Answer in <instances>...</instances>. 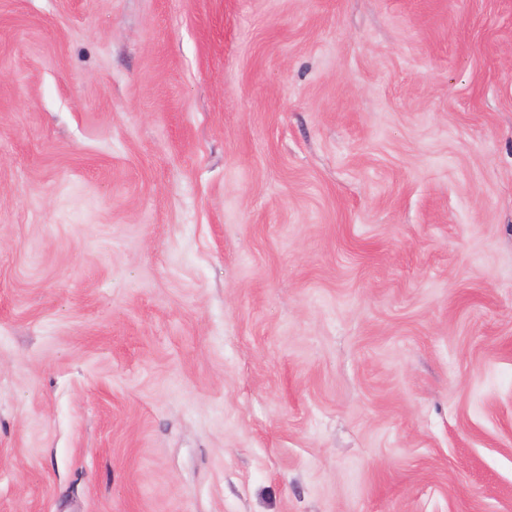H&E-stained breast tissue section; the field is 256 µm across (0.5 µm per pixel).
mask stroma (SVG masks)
<instances>
[{"label":"stroma","instance_id":"35a3bbf8","mask_svg":"<svg viewBox=\"0 0 512 512\" xmlns=\"http://www.w3.org/2000/svg\"><path fill=\"white\" fill-rule=\"evenodd\" d=\"M0 512H512V0H0Z\"/></svg>","mask_w":512,"mask_h":512}]
</instances>
